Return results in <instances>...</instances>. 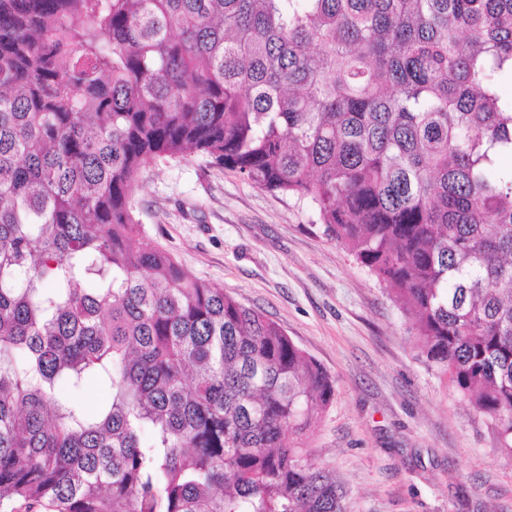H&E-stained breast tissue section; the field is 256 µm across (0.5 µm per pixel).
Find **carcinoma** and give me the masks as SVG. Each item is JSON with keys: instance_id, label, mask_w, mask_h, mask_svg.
Listing matches in <instances>:
<instances>
[{"instance_id": "cac0c4a2", "label": "carcinoma", "mask_w": 512, "mask_h": 512, "mask_svg": "<svg viewBox=\"0 0 512 512\" xmlns=\"http://www.w3.org/2000/svg\"><path fill=\"white\" fill-rule=\"evenodd\" d=\"M511 80L512 0H0V507L346 512L334 378L133 245L192 154L309 205L512 456Z\"/></svg>"}]
</instances>
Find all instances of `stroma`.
I'll use <instances>...</instances> for the list:
<instances>
[{"label": "stroma", "mask_w": 512, "mask_h": 512, "mask_svg": "<svg viewBox=\"0 0 512 512\" xmlns=\"http://www.w3.org/2000/svg\"><path fill=\"white\" fill-rule=\"evenodd\" d=\"M131 195L156 246L335 377L305 446L335 473L346 512H512V457L490 419L427 366L408 316L308 205L201 155L145 167Z\"/></svg>", "instance_id": "stroma-1"}]
</instances>
